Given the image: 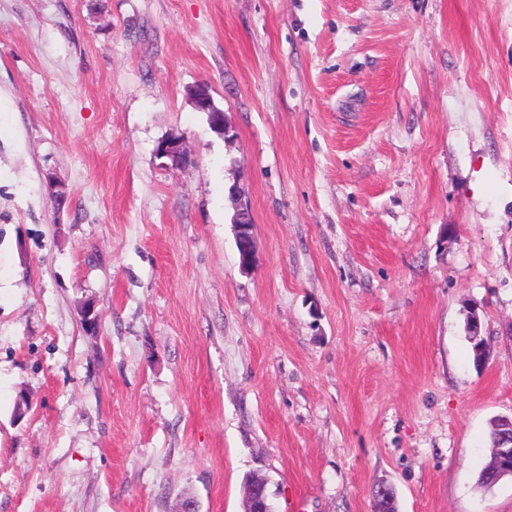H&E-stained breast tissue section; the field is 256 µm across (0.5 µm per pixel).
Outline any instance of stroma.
<instances>
[{"mask_svg":"<svg viewBox=\"0 0 512 512\" xmlns=\"http://www.w3.org/2000/svg\"><path fill=\"white\" fill-rule=\"evenodd\" d=\"M511 326L512 0H0V512H512ZM194 99L196 106L199 109L202 110H213L214 116L211 121V126L214 130H216L218 133L223 134L226 131L225 124H224V112L221 111L219 108L213 107L212 99L210 96V93L206 89L204 84H200L195 87L194 89ZM218 110V111H217ZM246 224V223H238L234 224L235 228V237L237 245L244 246L243 254L240 256L239 264L241 271L246 272L253 264L255 260V235L254 228ZM251 232V233H250ZM244 238H246V242H243ZM470 314H471V317H470L471 319H470V323H469V336H474L475 340L480 341L481 347H480L479 351H480V354L482 355V357L484 358V360H486L487 346H486V342H485L484 338L482 337L483 335L481 334L480 316L477 312V309H474ZM469 336H466V337L471 344L473 361L476 366H479V365H481L479 356H478V351H477L479 344L477 342H474L473 338H471ZM511 430V445H512V416L510 420H504L502 426L497 433V465L494 475V481L498 482L503 478L510 477L512 479V448L511 458L509 450L504 446L509 436L508 433H503V430ZM267 499V482H247L244 512H268Z\"/></svg>","mask_w":512,"mask_h":512,"instance_id":"obj_1","label":"stroma"}]
</instances>
